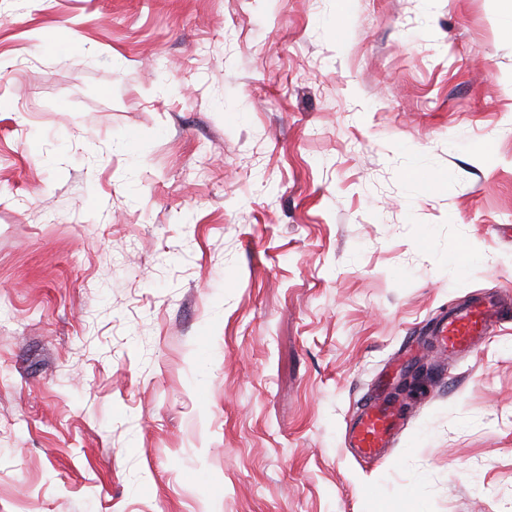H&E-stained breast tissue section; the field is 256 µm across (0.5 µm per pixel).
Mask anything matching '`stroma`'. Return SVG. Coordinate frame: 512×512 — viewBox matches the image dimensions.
Here are the masks:
<instances>
[{"label":"stroma","mask_w":512,"mask_h":512,"mask_svg":"<svg viewBox=\"0 0 512 512\" xmlns=\"http://www.w3.org/2000/svg\"><path fill=\"white\" fill-rule=\"evenodd\" d=\"M511 19L0 0V512H512ZM506 314L499 295L480 296L441 316L432 326L430 335L441 354L453 357L469 350L476 340L490 335ZM404 420L401 406L381 385L369 404H365L347 434L349 448L365 457H377L392 446Z\"/></svg>","instance_id":"35a3bbf8"}]
</instances>
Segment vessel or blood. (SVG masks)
Instances as JSON below:
<instances>
[{
    "mask_svg": "<svg viewBox=\"0 0 512 512\" xmlns=\"http://www.w3.org/2000/svg\"><path fill=\"white\" fill-rule=\"evenodd\" d=\"M506 315L497 294L475 298L441 316L430 330L440 353L456 356L469 350L474 342L490 335ZM404 420L401 406L379 389L361 410L348 434V445L365 457L378 456L391 447Z\"/></svg>",
    "mask_w": 512,
    "mask_h": 512,
    "instance_id": "vessel-or-blood-1",
    "label": "vessel or blood"
}]
</instances>
